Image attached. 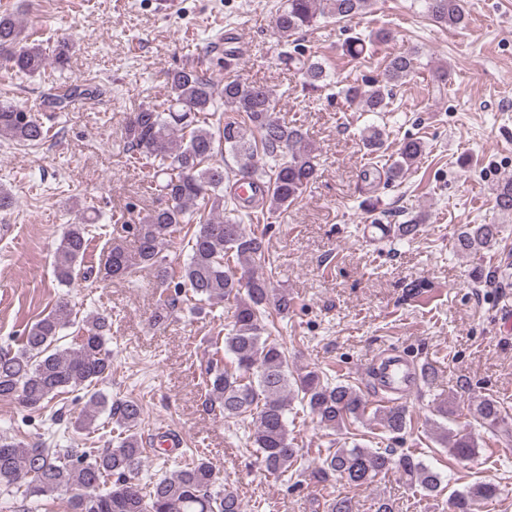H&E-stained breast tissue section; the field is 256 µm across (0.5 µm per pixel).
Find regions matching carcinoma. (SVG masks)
I'll list each match as a JSON object with an SVG mask.
<instances>
[{
	"instance_id": "1",
	"label": "carcinoma",
	"mask_w": 512,
	"mask_h": 512,
	"mask_svg": "<svg viewBox=\"0 0 512 512\" xmlns=\"http://www.w3.org/2000/svg\"><path fill=\"white\" fill-rule=\"evenodd\" d=\"M371 0H285L278 10L274 35L284 47L280 60L302 75L304 84L319 88L332 78L324 65L305 53L299 35L320 18L347 22L360 15ZM426 15L435 23L466 26L462 0H421ZM379 33L354 37L343 44L345 54L359 58L366 45L384 41ZM72 50L59 40L52 50L31 38L10 14H0V64L14 73L34 77L47 65L66 68ZM224 51V81L217 83L200 66H183L166 73L167 98L143 102L123 126L128 157L151 161L150 184L165 205L150 209L135 224L127 225L135 249L117 244L104 255L99 276L103 281H124L141 271L152 274L158 293L154 322L163 323L184 293L209 305L234 300L232 320L225 325L224 348H216L204 381L206 403L219 409L227 420L247 425L248 440L263 470L279 477L302 472L307 459L288 432V407L295 400L326 428L352 434L364 422L368 400L352 384L324 371L305 374L291 370L288 350L272 333L294 306L288 291L273 285V273L260 269L272 265L266 246V230H246L244 221L256 218L248 205L257 203L270 213L288 209L298 201L318 175V148L302 126L277 116L279 101L273 91L235 73L238 51ZM416 51L389 56L381 79L349 84L347 101L364 112H384L393 90L416 71ZM97 93L89 84L67 83L44 99L53 109ZM0 137L37 145L46 139L42 122L19 103L0 101ZM363 146L373 153L382 148V132L366 129ZM425 152L419 138L405 139L389 164L363 173L366 180L395 183L402 180ZM237 163L233 168L224 154ZM247 184L249 194L237 192ZM495 207L512 215V177L493 188ZM428 215L410 213L400 224H390L387 236L409 243L420 236ZM184 232L189 253L175 270L162 255L174 233ZM500 225L465 224L457 232L458 251L477 255L499 244ZM87 246L86 222L67 225L54 254V276L69 284L77 275ZM78 326L67 346H59L62 331ZM111 321L92 312L73 319V309L62 299L24 329L15 351L0 353V401L16 402L29 410H42L65 392H84L86 403L77 417L79 430L93 431L106 413L120 429L116 445L103 452L86 448H48L42 441L0 435V488L17 487L38 512L42 501L68 496L71 512H244L237 492L226 487L211 463L200 457L172 476L140 484L144 463L138 429L144 413L140 400L129 397L109 402L96 389L112 375L108 347ZM482 427L495 431L504 422L500 402L483 397L470 404ZM373 420L383 432L395 436L412 424L403 405L378 408ZM436 442L448 448L459 462H472L478 441L470 433L440 427ZM315 477L327 482L336 476L355 487H369L377 477L393 470L426 496L437 498L447 486L441 474L408 453L340 446L319 450ZM500 494L494 482H478L466 490H454L448 500L451 512H476L480 503ZM325 512H356L351 498L334 495Z\"/></svg>"
}]
</instances>
